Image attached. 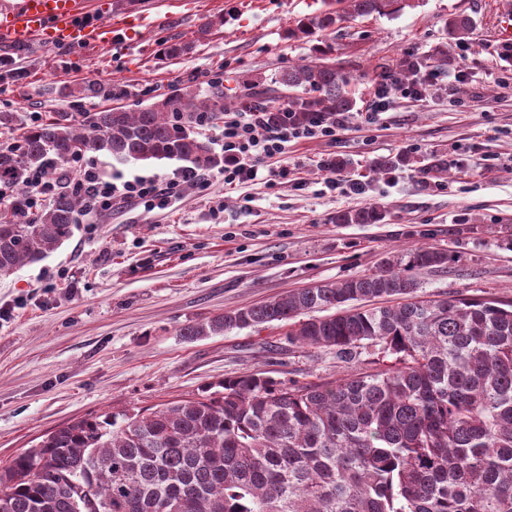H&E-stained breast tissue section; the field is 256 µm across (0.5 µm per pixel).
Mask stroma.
Instances as JSON below:
<instances>
[{
    "label": "stroma",
    "mask_w": 512,
    "mask_h": 512,
    "mask_svg": "<svg viewBox=\"0 0 512 512\" xmlns=\"http://www.w3.org/2000/svg\"><path fill=\"white\" fill-rule=\"evenodd\" d=\"M91 21H128L112 43L79 49L40 42L0 46L28 72L0 82V111L17 127L51 112H97L100 98L59 95L66 83L123 87L119 104L133 111L191 84L207 89L216 71L225 93L237 79L265 80L313 54L316 38H287L297 20L323 10V0H81ZM470 15L468 41H447L445 22ZM502 0H412L386 16L347 23L329 36L332 59L352 78L357 112L373 97L375 68L403 54L422 61L421 97L394 92L374 123L353 122L335 141L290 145L291 173L228 187L220 169L208 190L149 208L114 201L110 210L78 213L72 236L42 260L0 277V462L80 418L157 407L218 386L224 378L262 372L289 382L342 375L333 353L296 348L286 326L233 329L194 340L185 326L250 306L321 280L376 270L392 255L419 246L456 252L446 272L421 270L419 293L458 292L512 301V93L499 88L512 65V42L497 35ZM220 21L199 39L200 26ZM198 40L193 54L160 59L172 38ZM447 44L448 58L431 59ZM468 94L449 95L456 81ZM402 157L388 175L371 161ZM350 162L344 179L364 192L329 190L326 161ZM455 158L446 172L428 162ZM108 179H165L182 162L117 163L94 155ZM375 204L379 224H335L336 211Z\"/></svg>",
    "instance_id": "obj_1"
}]
</instances>
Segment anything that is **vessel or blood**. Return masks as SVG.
<instances>
[{
    "mask_svg": "<svg viewBox=\"0 0 512 512\" xmlns=\"http://www.w3.org/2000/svg\"><path fill=\"white\" fill-rule=\"evenodd\" d=\"M78 17V0H0V44H86L116 38L112 26H83Z\"/></svg>",
    "mask_w": 512,
    "mask_h": 512,
    "instance_id": "b4317fda",
    "label": "vessel or blood"
}]
</instances>
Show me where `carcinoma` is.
Here are the masks:
<instances>
[{
    "label": "carcinoma",
    "mask_w": 512,
    "mask_h": 512,
    "mask_svg": "<svg viewBox=\"0 0 512 512\" xmlns=\"http://www.w3.org/2000/svg\"><path fill=\"white\" fill-rule=\"evenodd\" d=\"M408 0H329L288 37H321L344 23L389 15ZM448 39L475 29L448 18ZM195 43L172 39L162 57ZM279 71L271 84L224 82L204 92L177 88L136 111L52 112L0 147V180L24 185L72 158L99 153L123 163L178 160L193 170L224 165L197 132L226 112L259 110L276 124L290 112L331 121L355 109L351 78L315 62ZM404 55L375 77L416 75ZM61 96L110 101L112 84H65ZM288 102L283 104V94ZM80 197L56 194L33 221L0 217V275L41 260L69 239ZM381 207L336 212L338 224H379ZM455 258L421 246L375 271L319 281L262 303L187 325L189 338L234 328L289 327L288 342L336 355L344 374L326 382H282L261 373L224 379L221 389L133 414L81 418L43 435L0 464V512H512V305L459 294L419 299L415 270H444ZM376 359L361 360L366 351Z\"/></svg>",
    "instance_id": "cac0c4a2"
}]
</instances>
